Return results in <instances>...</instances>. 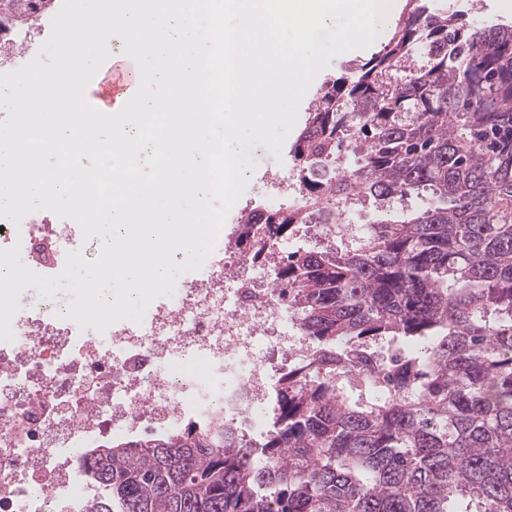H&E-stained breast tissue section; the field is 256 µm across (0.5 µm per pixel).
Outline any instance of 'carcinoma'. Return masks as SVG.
Wrapping results in <instances>:
<instances>
[{"label": "carcinoma", "instance_id": "1", "mask_svg": "<svg viewBox=\"0 0 512 512\" xmlns=\"http://www.w3.org/2000/svg\"><path fill=\"white\" fill-rule=\"evenodd\" d=\"M53 0H0L24 24ZM407 16L322 88L293 147L308 209L427 192L351 247L286 253L273 281L311 354L259 448L222 421L92 449L88 512H512V27ZM343 150L363 163L332 173Z\"/></svg>", "mask_w": 512, "mask_h": 512}]
</instances>
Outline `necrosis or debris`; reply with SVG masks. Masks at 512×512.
Returning <instances> with one entry per match:
<instances>
[{
  "label": "necrosis or debris",
  "instance_id": "1",
  "mask_svg": "<svg viewBox=\"0 0 512 512\" xmlns=\"http://www.w3.org/2000/svg\"><path fill=\"white\" fill-rule=\"evenodd\" d=\"M33 47L29 28L0 15V73ZM360 202L336 205L334 224L268 238L263 252L222 227L203 267L178 279L166 303L142 323L105 332L79 329L66 305H23L13 341H0V512H86L91 488L77 453L147 430L169 431L221 418L258 446L276 413L282 372L309 347L274 287L271 263L283 250L358 240ZM77 225L45 212L21 226L0 221V249L19 246L22 262L53 276L72 251Z\"/></svg>",
  "mask_w": 512,
  "mask_h": 512
}]
</instances>
